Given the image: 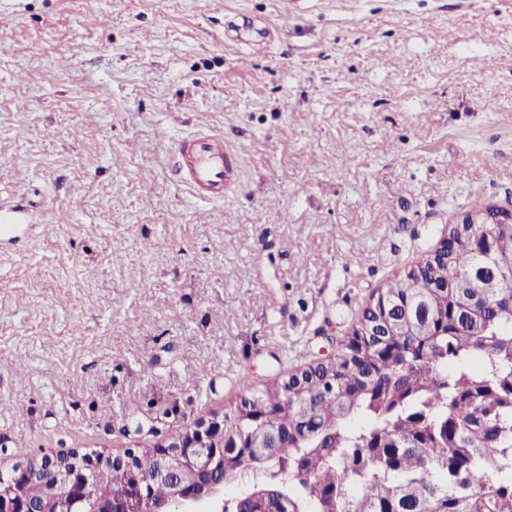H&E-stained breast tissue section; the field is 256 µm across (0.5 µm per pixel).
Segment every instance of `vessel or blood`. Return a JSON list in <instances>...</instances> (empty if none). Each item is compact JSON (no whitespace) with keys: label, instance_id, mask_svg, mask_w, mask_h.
Here are the masks:
<instances>
[{"label":"vessel or blood","instance_id":"vessel-or-blood-1","mask_svg":"<svg viewBox=\"0 0 512 512\" xmlns=\"http://www.w3.org/2000/svg\"><path fill=\"white\" fill-rule=\"evenodd\" d=\"M175 152L181 159V181L197 196L211 200L224 197L233 179L224 144L215 135L198 132L177 141Z\"/></svg>","mask_w":512,"mask_h":512}]
</instances>
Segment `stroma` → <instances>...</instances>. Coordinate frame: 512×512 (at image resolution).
<instances>
[{
	"label": "stroma",
	"instance_id": "stroma-1",
	"mask_svg": "<svg viewBox=\"0 0 512 512\" xmlns=\"http://www.w3.org/2000/svg\"><path fill=\"white\" fill-rule=\"evenodd\" d=\"M0 203V468L168 443L512 210V0H0ZM175 153L181 159V182L197 196L223 200L225 187L232 182V169L220 138L197 132L177 141Z\"/></svg>",
	"mask_w": 512,
	"mask_h": 512
}]
</instances>
